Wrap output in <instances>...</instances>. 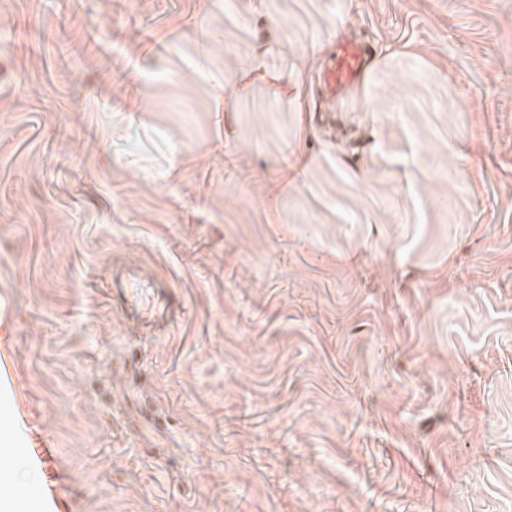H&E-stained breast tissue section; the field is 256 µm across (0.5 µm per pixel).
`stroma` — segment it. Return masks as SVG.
<instances>
[{
  "label": "stroma",
  "instance_id": "35a3bbf8",
  "mask_svg": "<svg viewBox=\"0 0 512 512\" xmlns=\"http://www.w3.org/2000/svg\"><path fill=\"white\" fill-rule=\"evenodd\" d=\"M244 5L0 0L11 512H512V0ZM367 50L353 41H344L337 48L336 55L323 71L326 90L333 96L357 82L366 68Z\"/></svg>",
  "mask_w": 512,
  "mask_h": 512
}]
</instances>
